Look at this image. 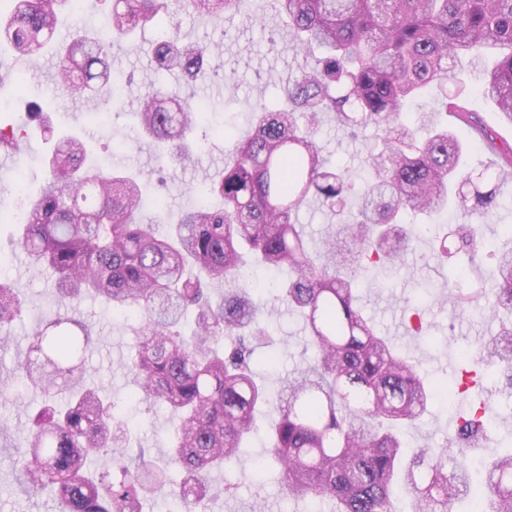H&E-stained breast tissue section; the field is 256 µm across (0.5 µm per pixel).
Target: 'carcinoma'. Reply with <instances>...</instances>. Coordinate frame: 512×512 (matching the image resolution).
Segmentation results:
<instances>
[{"label": "carcinoma", "instance_id": "carcinoma-1", "mask_svg": "<svg viewBox=\"0 0 512 512\" xmlns=\"http://www.w3.org/2000/svg\"><path fill=\"white\" fill-rule=\"evenodd\" d=\"M97 36L75 31L58 54L62 87L94 92L122 107L124 86L106 62L115 41L174 18L183 0H110ZM294 47L311 61L283 87L284 110L261 107L224 172L205 186L208 202L181 213L158 233L145 214L139 181L107 174L84 143L61 137L46 160L47 179L27 195L17 252L55 276L58 298L85 295L115 311L137 315V352L127 362L138 402L169 407L176 422L170 463L179 475L174 512H206L208 477L233 464L256 414L274 404L256 377V347L271 348L270 322L244 280L246 257L288 270L271 296L300 312L317 351L289 377L279 396L280 421L266 447L282 491L296 500L329 499L335 512H453L470 494L469 461L450 444L412 452L400 430L427 412L436 394L402 358L358 304L353 274L375 267L391 273L412 234L402 216L426 215L453 205L490 220L502 205L506 168L469 162L466 146L448 131V112L466 111L459 94L438 95L441 108L421 117L429 133L402 120L405 107L427 90L457 82L465 62L483 72L482 91L512 122V0H275ZM247 0H189L201 17L239 13ZM71 0H9L0 18V44L16 60L37 58L57 43L60 9ZM210 48L174 36L159 42L156 65L197 78ZM332 112L347 131L373 125L383 131L369 151L359 182L325 158L315 141L320 114ZM140 131L182 163L192 159L187 134L203 120L189 98L153 89L137 112ZM21 128L0 126V147H21ZM362 200L358 219L311 249L298 214L314 199L335 209L346 196ZM458 251L474 258L485 247L481 225L459 224ZM490 287L448 282L458 307L490 316L512 313V250L497 256ZM17 289L0 283V329L21 313ZM92 350L91 332L78 320L50 315L13 380L30 392L62 397L33 419L28 450L14 459L21 487L51 488L60 512H143V501L168 482L165 470L143 458L115 457L94 472L90 461L121 447L127 422L113 402L92 389L75 391L76 363ZM488 356L512 363V325L502 326ZM11 380V381H13ZM11 381L0 379V396ZM471 411L458 427L467 440L487 438ZM484 512H512V453L484 465Z\"/></svg>", "mask_w": 512, "mask_h": 512}]
</instances>
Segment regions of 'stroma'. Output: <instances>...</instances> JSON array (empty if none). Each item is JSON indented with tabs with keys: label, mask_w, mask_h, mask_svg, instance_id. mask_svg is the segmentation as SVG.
Here are the masks:
<instances>
[{
	"label": "stroma",
	"mask_w": 512,
	"mask_h": 512,
	"mask_svg": "<svg viewBox=\"0 0 512 512\" xmlns=\"http://www.w3.org/2000/svg\"><path fill=\"white\" fill-rule=\"evenodd\" d=\"M262 21H250L239 15L219 20L202 19L183 11L177 16L179 35L185 41L211 48L205 80L195 86L197 101L208 104L215 112L217 127L196 130L202 148L188 165L160 162L153 149L142 142L135 129L134 112L141 97L154 87L180 88L178 72H158L152 57L161 33L169 31L168 17L155 23L133 39L113 47L110 61L113 71L132 76L126 89L125 105L113 111L111 105L94 96H75L61 90L56 77L57 66L51 56L27 62H13L9 53L0 54V66L9 75L0 80V99L10 102L0 112V122L29 129L23 157L32 163L25 173L28 192L40 190L46 180L43 157L49 154L61 132H80L92 141L95 156L108 171L134 169L149 176L147 193L151 200L163 202L165 218L199 204L198 187L217 177L231 159L234 143L251 129L253 110L261 104L279 107L283 104L282 87L299 75L304 58L294 49L287 26L275 17L273 0H258ZM40 82L39 93L48 108L46 121L31 126L24 109L21 82ZM467 107L465 117L449 116L448 127L461 131L465 125L486 129L492 143L472 153L471 162L500 165L503 148L512 147V124L505 121L496 106L481 97L476 79L466 80L461 95ZM375 139L373 128L358 130L356 135L343 133L334 113L320 118L318 142L323 155L350 171L363 172L367 151ZM431 234L422 236L403 255L402 263L386 282H379L375 272H368L357 290L366 314L391 338L397 350L431 381L438 384L461 376L458 360L461 353L480 359L484 341L496 333L498 324L476 313L459 309L443 282L449 266H456L468 282L492 283L496 277L495 248H512V236L503 233L512 225V205L482 227L489 248L475 259L462 254L446 257L440 244L448 234V218L436 215ZM16 227L0 221V278L21 291L20 317L11 323V339L7 349H0V377H9L18 359L25 357L30 339L41 328L44 318L64 311L88 323L94 334V347L87 355L84 379L112 398L128 420V439L122 449L125 457L146 452L161 457L167 451L169 431L174 417L161 405H141L130 409L126 398L135 384L124 368L133 355L131 319L113 313L99 302L86 298L60 305L54 279L50 273L33 269L23 256L15 252ZM433 285L431 294L423 297L420 309L423 330L414 333L408 304L418 297L422 283ZM277 363L267 372L268 386L280 390L288 375L312 362L315 351L307 341L302 318L288 308L273 317ZM490 400L487 416L488 435L500 450L512 448V384L497 367L487 368L482 381L467 387L464 399L455 406L437 399L424 423L408 429L405 440L410 448H442L456 432V418L469 406ZM44 403L41 395L22 389L0 397V512H58L59 506L50 492L36 495L24 493L18 486L13 469L14 459L24 450L29 418ZM266 441L255 436L240 459L229 469L211 473L209 483L214 492L208 512H332L328 501L312 503L285 497L276 480L262 465Z\"/></svg>",
	"instance_id": "35a3bbf8"
}]
</instances>
